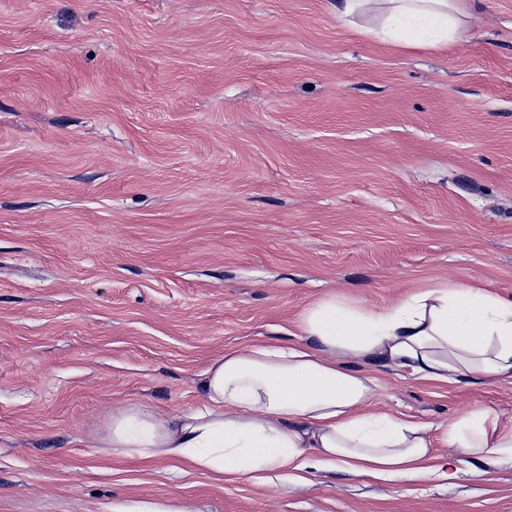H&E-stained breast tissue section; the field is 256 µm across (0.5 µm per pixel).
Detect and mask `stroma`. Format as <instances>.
I'll use <instances>...</instances> for the list:
<instances>
[{
    "label": "stroma",
    "mask_w": 512,
    "mask_h": 512,
    "mask_svg": "<svg viewBox=\"0 0 512 512\" xmlns=\"http://www.w3.org/2000/svg\"><path fill=\"white\" fill-rule=\"evenodd\" d=\"M466 7L438 51L336 0H0V512H512L511 457L218 482L96 445L326 294L512 297V0ZM369 372L375 410L512 422L511 380Z\"/></svg>",
    "instance_id": "stroma-1"
}]
</instances>
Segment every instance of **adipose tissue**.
<instances>
[{"instance_id": "obj_1", "label": "adipose tissue", "mask_w": 512, "mask_h": 512, "mask_svg": "<svg viewBox=\"0 0 512 512\" xmlns=\"http://www.w3.org/2000/svg\"><path fill=\"white\" fill-rule=\"evenodd\" d=\"M373 8L385 17L382 40L397 49H444L466 27L460 0H337L336 15ZM295 327L300 343L212 359L198 382L201 406L163 414L130 402L113 411L100 447L217 481L336 470L426 479L440 470L441 445L461 463L512 456V426L487 408L437 424L371 410L375 380L367 371L381 362L424 381L512 379V299L474 283L432 284L375 310L330 293L304 308Z\"/></svg>"}]
</instances>
